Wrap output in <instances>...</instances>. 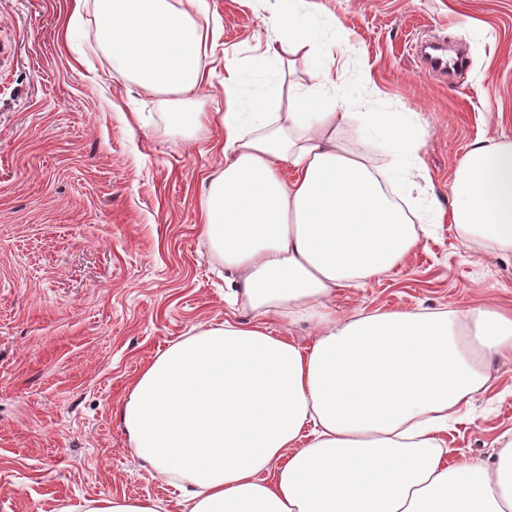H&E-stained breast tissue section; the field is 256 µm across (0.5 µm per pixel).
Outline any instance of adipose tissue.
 Instances as JSON below:
<instances>
[{"label":"adipose tissue","mask_w":512,"mask_h":512,"mask_svg":"<svg viewBox=\"0 0 512 512\" xmlns=\"http://www.w3.org/2000/svg\"><path fill=\"white\" fill-rule=\"evenodd\" d=\"M257 51L224 64L207 111L222 19L205 0H72L95 22L114 78L157 96L173 124L212 126L224 164L203 186L202 235L252 314L210 322L157 355L120 420L180 512H512V431L493 463L445 457L448 424L512 358V308L346 310L340 292L404 265L445 222L512 253V140L481 137L448 200L426 168L418 113L362 67L336 18L280 0ZM311 61L293 81L296 56ZM355 138H348V131ZM311 324L301 346L273 325ZM57 512H169L101 497Z\"/></svg>","instance_id":"obj_1"}]
</instances>
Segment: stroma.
<instances>
[{
    "label": "stroma",
    "mask_w": 512,
    "mask_h": 512,
    "mask_svg": "<svg viewBox=\"0 0 512 512\" xmlns=\"http://www.w3.org/2000/svg\"><path fill=\"white\" fill-rule=\"evenodd\" d=\"M354 31L379 87L420 115L440 197L469 143L512 138V0H316ZM223 21L207 107H224V57L252 54L275 0H208ZM68 0H0V512L66 501L171 500L138 459L118 411L171 342L226 302L224 268L200 234L204 178L222 163L215 131L194 141L152 96L128 92L89 26L62 38ZM435 37L466 47L456 79L426 75ZM512 306V255L435 225L404 266L340 299L368 312ZM487 361L486 391L446 437L449 461H493L512 429V377Z\"/></svg>",
    "instance_id": "stroma-1"
}]
</instances>
